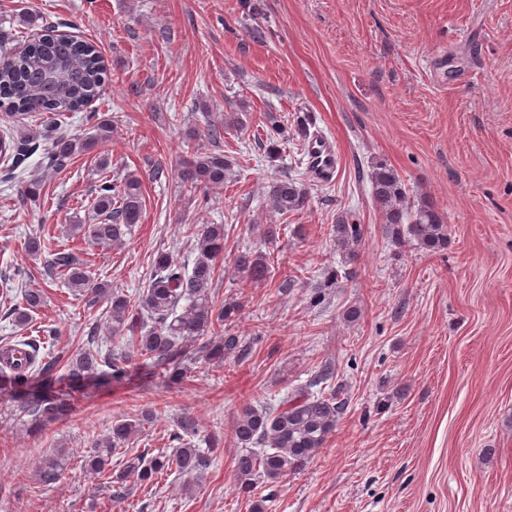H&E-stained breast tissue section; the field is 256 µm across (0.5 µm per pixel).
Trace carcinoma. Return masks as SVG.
<instances>
[{
  "label": "carcinoma",
  "instance_id": "1",
  "mask_svg": "<svg viewBox=\"0 0 512 512\" xmlns=\"http://www.w3.org/2000/svg\"><path fill=\"white\" fill-rule=\"evenodd\" d=\"M53 57L67 60V86L60 88L47 79L42 63ZM107 68L97 47L74 36L54 33L46 27L31 39L26 48L4 56L0 64V108L7 110L12 123L20 124L33 112H52L59 116L67 112H82L102 91ZM95 139L103 142L112 133V119L93 112ZM243 125L238 113L232 112L209 122L202 131L188 128V143L205 138L215 144L224 138V131ZM93 144L77 135L59 133L51 138L45 155L48 166L55 170L67 167ZM38 149L33 136L3 139L4 154L19 163ZM230 160L224 152H205L191 147L182 161L180 181L183 190L194 194L210 186L224 184ZM373 203L386 224L389 235L399 243H409L429 252L448 246V225L438 213L433 201L423 196L412 204L398 175L387 165L377 164L371 173ZM308 194L296 181L288 178L269 186L268 206L282 214L305 207ZM145 202L138 177L128 175L121 184L103 181L96 189L94 214L96 223L69 225L70 236L83 238L92 244L107 247L123 244L125 235L141 223ZM330 235L337 246L355 247L362 237V227L348 215L331 226ZM189 236L194 238L197 257L193 265L182 263L170 252H159L152 260V275L144 289L138 308L101 283L93 281L91 273L79 257L68 249H55L47 261V272L63 276L69 289L89 297L93 304L103 298L109 304L111 341L114 346L103 352L86 349L64 363L65 375L58 376V359L40 355L48 336L27 337L5 342L0 346V399L10 401L19 411L30 416L29 424L40 430L53 422L67 418L74 402L87 396V388L109 386L127 379L132 366L139 363L160 367L164 376L177 380L186 374L182 364L183 347L187 342L208 334L214 336L204 346L206 359L218 365L224 359L244 351L238 336L224 332V325L233 322L241 304L230 300L217 304L212 290L220 275L219 260L224 254L225 228L222 224H193ZM271 259L262 253H242L233 262V280L246 288L268 280ZM44 303L39 289L24 290L21 302L10 316L20 326L31 313ZM19 351L23 361L16 362L9 352ZM333 378L330 368H323L313 380L284 396L272 407L257 408L242 405L233 423L235 438L242 452L235 460L238 489L248 496L255 494L256 481L267 488L296 472L313 459L324 447L336 424L346 412L348 402L340 391L313 392L312 388ZM149 411L112 424L111 434L83 460V469L98 476L111 464L112 453L145 425L152 422ZM199 435L196 420L184 415L176 425L172 440L178 442L171 452L155 455H132L115 475L121 485L129 478L151 489L163 474L174 470L187 477L182 491L191 495L210 468L213 457L220 453L215 439H207L208 448L196 447ZM259 449H253V446ZM64 470V453L58 451L45 457L40 467V479L56 483Z\"/></svg>",
  "mask_w": 512,
  "mask_h": 512
}]
</instances>
